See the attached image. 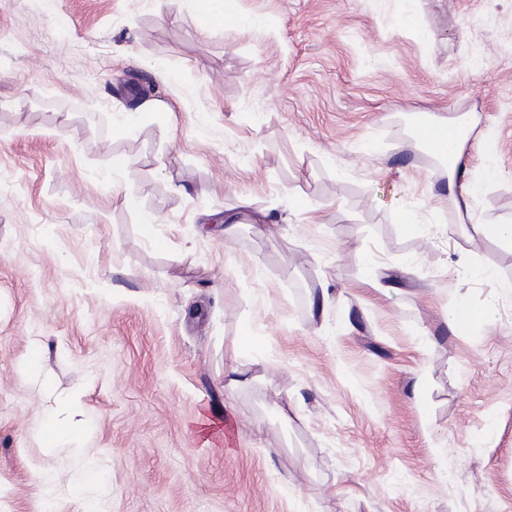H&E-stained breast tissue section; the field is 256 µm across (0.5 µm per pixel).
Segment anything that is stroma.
I'll use <instances>...</instances> for the list:
<instances>
[{"label":"stroma","mask_w":512,"mask_h":512,"mask_svg":"<svg viewBox=\"0 0 512 512\" xmlns=\"http://www.w3.org/2000/svg\"><path fill=\"white\" fill-rule=\"evenodd\" d=\"M206 2L0 0V512H512V0ZM478 121L479 118L476 112L465 113L455 122L448 121V132L453 137L448 138V142L443 149L447 154L442 155L437 152L434 153L430 146L437 149L438 145L447 139L446 131L434 128L422 118L416 120V127L420 135L430 144L429 146L426 143L433 154L448 160V196L453 199L458 209L462 210L464 207V216L470 224H476L480 221L473 208L474 201L480 195L484 186L493 181L497 175L492 162V146L485 149L486 163L480 168L479 173H474L464 164L461 165L465 139L460 135L459 126L462 125L469 129L471 126H475ZM455 123L459 126H455ZM38 430L51 446L67 444L74 451L86 454L87 426L79 393L64 401L56 412L42 420Z\"/></svg>","instance_id":"35a3bbf8"}]
</instances>
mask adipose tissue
<instances>
[{"mask_svg": "<svg viewBox=\"0 0 512 512\" xmlns=\"http://www.w3.org/2000/svg\"><path fill=\"white\" fill-rule=\"evenodd\" d=\"M476 113L470 112L459 117L456 125L450 126L451 136L445 146L448 160V194L457 207L463 208L469 223H478L479 218L473 203L484 186L497 175L493 163H485L480 171H472L462 165L464 140L460 135L461 127H471L478 123ZM38 429L50 445H69L74 451L86 450L87 426L84 419L81 398L72 395L64 401L56 412L42 420Z\"/></svg>", "mask_w": 512, "mask_h": 512, "instance_id": "adipose-tissue-1", "label": "adipose tissue"}]
</instances>
